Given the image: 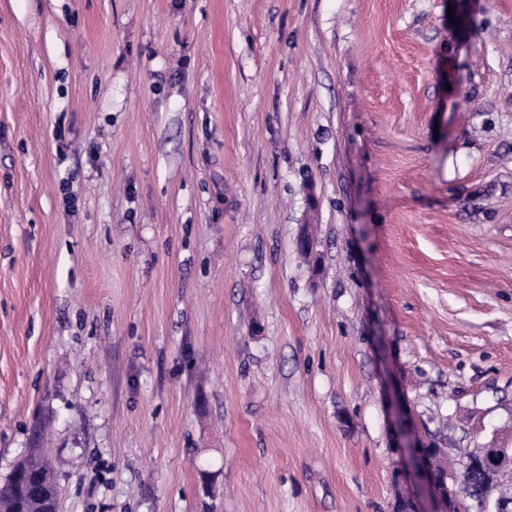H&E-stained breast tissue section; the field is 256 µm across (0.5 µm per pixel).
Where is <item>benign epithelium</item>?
Listing matches in <instances>:
<instances>
[{
	"instance_id": "obj_1",
	"label": "benign epithelium",
	"mask_w": 512,
	"mask_h": 512,
	"mask_svg": "<svg viewBox=\"0 0 512 512\" xmlns=\"http://www.w3.org/2000/svg\"><path fill=\"white\" fill-rule=\"evenodd\" d=\"M408 471L417 480L421 479L426 485L432 507L422 510L407 494L401 493L397 503L407 505L404 512H484V505L477 503L473 506H462L452 496L448 495L447 481L438 482L431 476L430 460L427 448L431 443L417 439L410 433L403 435L400 444ZM466 464L481 462L494 469L504 472L512 470V455L501 448H467L460 452Z\"/></svg>"
}]
</instances>
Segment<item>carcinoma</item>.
Listing matches in <instances>:
<instances>
[{"instance_id": "1", "label": "carcinoma", "mask_w": 512, "mask_h": 512, "mask_svg": "<svg viewBox=\"0 0 512 512\" xmlns=\"http://www.w3.org/2000/svg\"><path fill=\"white\" fill-rule=\"evenodd\" d=\"M461 492L473 500H487L491 512H512V498H492L500 473L485 468H461ZM58 487L41 449L33 448L0 483V512H56Z\"/></svg>"}]
</instances>
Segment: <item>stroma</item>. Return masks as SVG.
Returning <instances> with one entry per match:
<instances>
[{
	"mask_svg": "<svg viewBox=\"0 0 512 512\" xmlns=\"http://www.w3.org/2000/svg\"><path fill=\"white\" fill-rule=\"evenodd\" d=\"M464 12L0 0V481L393 512L394 401L512 448V0Z\"/></svg>",
	"mask_w": 512,
	"mask_h": 512,
	"instance_id": "obj_1",
	"label": "stroma"
}]
</instances>
